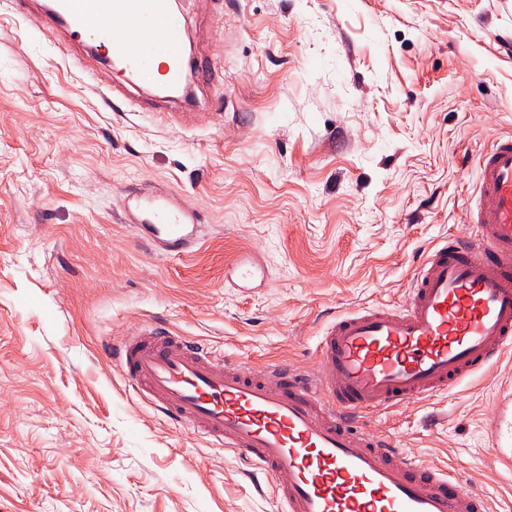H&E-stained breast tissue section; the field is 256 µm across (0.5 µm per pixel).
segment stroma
<instances>
[{
  "instance_id": "obj_1",
  "label": "stroma",
  "mask_w": 512,
  "mask_h": 512,
  "mask_svg": "<svg viewBox=\"0 0 512 512\" xmlns=\"http://www.w3.org/2000/svg\"><path fill=\"white\" fill-rule=\"evenodd\" d=\"M31 10L0 0V512H284L102 344L151 321L306 372L336 315L403 304L512 135V0H185L197 102L163 112L85 53L105 106ZM133 187L195 209L181 254L125 223ZM509 381L512 359L365 425L512 512V469L483 466Z\"/></svg>"
}]
</instances>
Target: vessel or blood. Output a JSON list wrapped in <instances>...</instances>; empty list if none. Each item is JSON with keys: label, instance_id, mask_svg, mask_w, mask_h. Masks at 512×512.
Listing matches in <instances>:
<instances>
[{"label": "vessel or blood", "instance_id": "obj_1", "mask_svg": "<svg viewBox=\"0 0 512 512\" xmlns=\"http://www.w3.org/2000/svg\"><path fill=\"white\" fill-rule=\"evenodd\" d=\"M33 23L70 42L94 34L144 87L155 57L167 59L172 89L197 68L169 0H56ZM478 186L475 238L430 248L402 307L337 316L312 373L256 371L151 323L106 342L104 353L155 410L262 472L286 512H488L481 492L363 424L374 409L447 392L512 353V135L480 152ZM127 200L128 223L184 246L194 209L146 191ZM498 403L487 425L493 467L512 464V388Z\"/></svg>", "mask_w": 512, "mask_h": 512}]
</instances>
